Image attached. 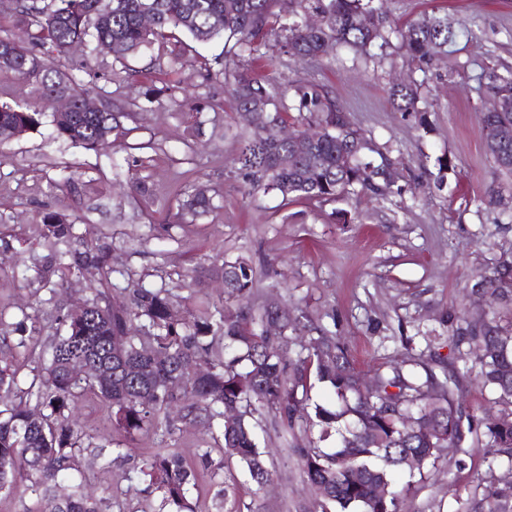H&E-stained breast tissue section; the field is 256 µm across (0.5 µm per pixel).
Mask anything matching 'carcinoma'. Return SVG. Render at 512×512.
Masks as SVG:
<instances>
[{
  "instance_id": "cac0c4a2",
  "label": "carcinoma",
  "mask_w": 512,
  "mask_h": 512,
  "mask_svg": "<svg viewBox=\"0 0 512 512\" xmlns=\"http://www.w3.org/2000/svg\"><path fill=\"white\" fill-rule=\"evenodd\" d=\"M273 2L25 0L21 13L41 28L47 55L1 34L0 44L10 52L0 56V71L39 84L48 102L66 94L73 107L59 116L1 104L0 145L38 129L48 116L53 139L95 148L103 132L119 129L117 116L107 107L84 111L87 91L52 59L67 56L71 45L81 41L111 45L115 60L121 62L149 48L167 29L178 28L199 43L224 41L228 50L219 71L224 86L242 112L261 103L260 110L251 113L253 134L243 140L239 155L253 187L276 191L287 201L401 194V187L383 178L391 160L373 145L358 146L362 134L315 84L296 86L298 105L293 107L278 88L229 64L276 47L286 54L319 58L338 44L360 51L377 42L386 45L394 30L387 27L382 6L376 0H295L298 10L280 25L282 39L273 45ZM146 5L153 11L149 27L141 22ZM310 14L319 18L315 27L308 24ZM468 34V28L448 13L428 14L406 25L402 48L427 65L448 55V48ZM484 78L499 102L498 109L482 114L485 148L511 173L512 143L502 148L495 137L499 128L512 127V72L490 71ZM392 97L397 111H418L419 94L412 85L396 86ZM293 108L301 126L319 128L318 138L303 152L274 132ZM41 225L58 270L79 273L91 266L102 276L101 289L80 310L58 314L56 327L42 339L41 364L29 382L23 384L17 372L0 368V389L19 393V401L0 404V491L23 484L24 492L40 505L34 512H125L112 489L92 499L84 492L86 478L74 474V461L84 454L128 456L121 442L108 452L99 448L70 420L71 404L90 394L111 410L112 426L129 436L170 433L166 413L171 405L184 403V419L217 426L215 442L222 454L236 458L259 489L271 471L258 446L255 422L271 415L289 430L311 422L319 427V440H333L327 448L309 444L293 449L318 500V512H399L392 474L421 471L439 449L456 446L469 435L512 458V325L456 329L452 341L457 356L442 378L426 365L420 373L396 364L376 370L375 385L369 387L345 344L323 329L299 344L295 357L285 359L288 336L264 334L271 320L288 330V314L277 307L257 314L246 305L233 311L213 305L186 317L175 310L166 290L143 285L112 301L107 297L112 287L109 244L55 214H45ZM220 272L229 296L242 301L250 294L255 272L247 261H225ZM478 285L495 296L512 297V261L482 276ZM9 327L21 347L41 334L38 317L26 312ZM115 336L124 338L118 350L112 349ZM471 358L500 409L480 406L468 414L460 409L462 374L456 363ZM78 360L87 367L81 378L69 370ZM200 363L204 371L194 372L192 367ZM99 371L110 376L100 379ZM316 382L328 385L334 397L327 404H314L312 415L305 418L298 408L309 400ZM226 403L239 409V419L230 428L224 423ZM409 457L418 465H408ZM139 473L150 478V492L160 493L151 512H195L190 499L197 489L196 475L173 453L144 458ZM65 480L68 492L61 495L58 488ZM504 496V490L488 487L482 498L486 506L474 512H508L500 503Z\"/></svg>"
}]
</instances>
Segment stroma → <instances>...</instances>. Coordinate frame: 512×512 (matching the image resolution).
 Here are the masks:
<instances>
[{
    "label": "stroma",
    "mask_w": 512,
    "mask_h": 512,
    "mask_svg": "<svg viewBox=\"0 0 512 512\" xmlns=\"http://www.w3.org/2000/svg\"><path fill=\"white\" fill-rule=\"evenodd\" d=\"M384 7L395 33L374 57L343 50L331 59L284 55L273 64L256 55L243 66L287 95L297 82L319 84L364 137L388 149L406 191L386 200L289 203L277 192L252 190L238 161L251 128L218 75L223 43L196 44L169 30L127 58L134 74L122 81L112 76L107 49L83 47L61 59L91 98L122 113L121 128L90 150L52 140L47 123L0 147V256L7 259L0 267V318L9 323L36 306L48 330L56 305H78L99 286L93 268L52 275L48 286L34 278L30 265L51 261L40 236L47 212L110 244L111 295L140 284L168 288L182 314L209 301L235 308L214 270L222 261L246 259L256 271L250 306L277 305L293 320L289 352H296V338L319 326L339 336L368 375L403 356L429 365L451 357L456 325H482L495 311L512 318L511 303L491 304L476 290L480 273L512 260V176L498 168L480 133V114L493 102L481 74L512 71V0H385ZM445 11L461 18L469 35L419 70L399 33L412 20ZM180 46L187 63L173 75L165 62ZM207 70L216 79L204 80ZM403 80L419 85L417 111L393 107L390 89ZM166 84L173 93L144 108L145 93ZM195 102L203 108L197 129L189 117ZM440 157L448 169L438 188ZM135 181L146 192L133 191ZM198 193L212 198L213 210H184ZM72 418L97 444L116 437L108 408L95 397H84ZM168 419L173 435H136L126 459L79 457L87 493L112 487L137 512L149 501V480L136 471L164 446L195 469L197 512H214L217 488L198 456L208 447L223 463V512H298L312 503L292 446L317 440L318 429L291 433L271 419L260 424L273 477L259 489L236 461L213 451L214 430L185 423L176 406ZM492 483L512 485V460L469 439L441 449L422 473L397 477L400 512H468Z\"/></svg>",
    "instance_id": "35a3bbf8"
}]
</instances>
